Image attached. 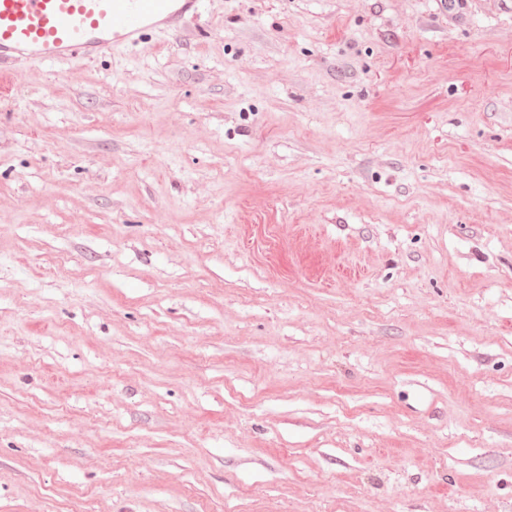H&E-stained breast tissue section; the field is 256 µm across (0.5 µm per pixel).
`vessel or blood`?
<instances>
[{
	"instance_id": "b4317fda",
	"label": "vessel or blood",
	"mask_w": 512,
	"mask_h": 512,
	"mask_svg": "<svg viewBox=\"0 0 512 512\" xmlns=\"http://www.w3.org/2000/svg\"><path fill=\"white\" fill-rule=\"evenodd\" d=\"M201 0H0V65L92 60L148 31L180 32Z\"/></svg>"
}]
</instances>
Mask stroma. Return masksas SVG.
I'll use <instances>...</instances> for the list:
<instances>
[{"instance_id": "stroma-1", "label": "stroma", "mask_w": 512, "mask_h": 512, "mask_svg": "<svg viewBox=\"0 0 512 512\" xmlns=\"http://www.w3.org/2000/svg\"><path fill=\"white\" fill-rule=\"evenodd\" d=\"M0 512H512V0L0 66Z\"/></svg>"}]
</instances>
